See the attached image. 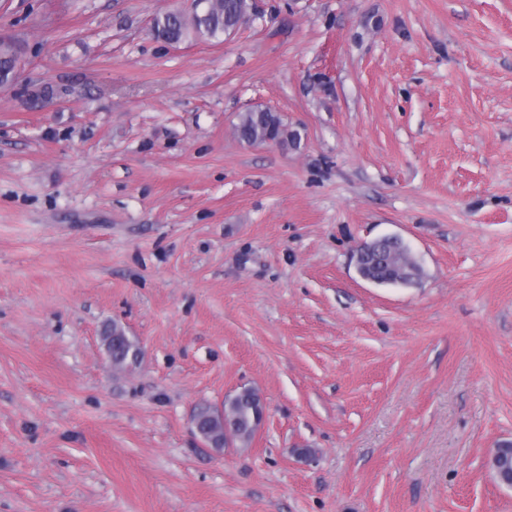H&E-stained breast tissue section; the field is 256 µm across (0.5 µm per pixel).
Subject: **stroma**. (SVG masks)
Segmentation results:
<instances>
[{
	"label": "stroma",
	"instance_id": "35a3bbf8",
	"mask_svg": "<svg viewBox=\"0 0 512 512\" xmlns=\"http://www.w3.org/2000/svg\"><path fill=\"white\" fill-rule=\"evenodd\" d=\"M176 9L0 0V512H512V0H257L171 45ZM253 107L297 145L239 141ZM383 236L419 281L359 275ZM244 386L252 442L205 447ZM104 340L107 350L113 360L122 359L124 363L132 364L138 360L140 348L125 335L124 331L117 326H112L104 332ZM223 409L222 420L216 406L202 405L196 409L195 417L201 433L210 439L224 440V431L228 429L235 434V442L249 444L261 421V413L262 420L264 417L259 394L251 387H243L225 399ZM197 422L192 420L194 429L197 428Z\"/></svg>",
	"mask_w": 512,
	"mask_h": 512
}]
</instances>
